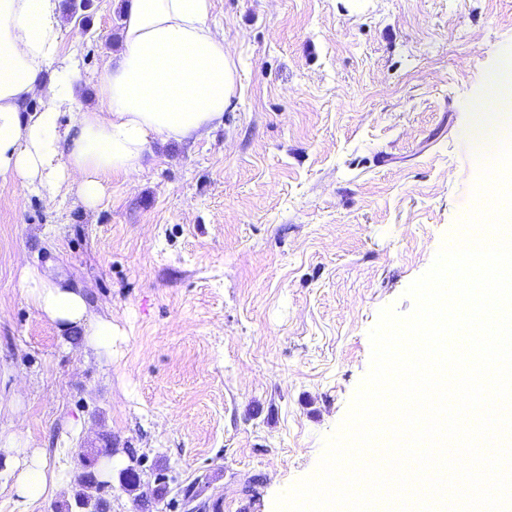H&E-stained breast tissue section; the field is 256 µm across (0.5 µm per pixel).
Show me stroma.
<instances>
[{
	"instance_id": "35a3bbf8",
	"label": "stroma",
	"mask_w": 512,
	"mask_h": 512,
	"mask_svg": "<svg viewBox=\"0 0 512 512\" xmlns=\"http://www.w3.org/2000/svg\"><path fill=\"white\" fill-rule=\"evenodd\" d=\"M118 0L64 23L78 106L121 48ZM237 68L222 125L153 145L97 206L0 184V430L44 449L60 512L82 448L206 476L219 512H275L317 470L382 308L474 208L473 104L512 51V0H213ZM82 285L111 357L28 301L25 266Z\"/></svg>"
}]
</instances>
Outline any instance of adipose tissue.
I'll return each mask as SVG.
<instances>
[{"instance_id":"obj_1","label":"adipose tissue","mask_w":512,"mask_h":512,"mask_svg":"<svg viewBox=\"0 0 512 512\" xmlns=\"http://www.w3.org/2000/svg\"><path fill=\"white\" fill-rule=\"evenodd\" d=\"M212 0H127L123 49L97 84L99 106L73 109L78 83L60 59V0H0V181L75 186L96 206L113 176H131L153 143L187 142L223 123L236 91V66L210 23ZM40 96L39 109L26 104ZM69 120H62L63 108ZM26 295L59 329L85 326L112 350L109 318L90 316L81 286L48 270H26ZM11 457V489L24 503L58 483L43 449L0 431Z\"/></svg>"}]
</instances>
